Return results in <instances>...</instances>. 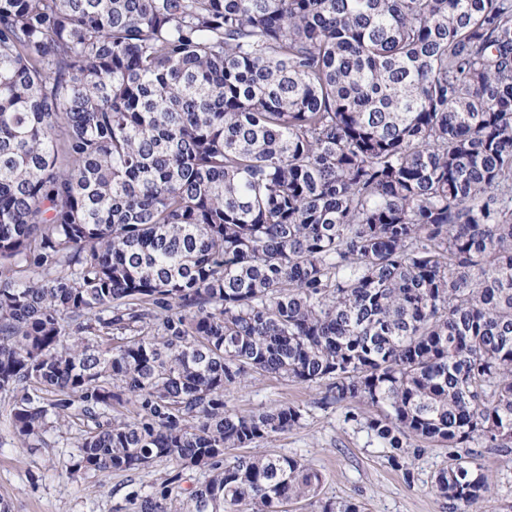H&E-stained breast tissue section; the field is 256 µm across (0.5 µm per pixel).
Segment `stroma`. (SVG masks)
<instances>
[{
	"label": "stroma",
	"mask_w": 512,
	"mask_h": 512,
	"mask_svg": "<svg viewBox=\"0 0 512 512\" xmlns=\"http://www.w3.org/2000/svg\"><path fill=\"white\" fill-rule=\"evenodd\" d=\"M326 396L322 386L254 373L225 400L241 414L285 405L302 409L298 426L246 452L292 456L318 470L322 498L355 501L364 512H449L431 484L453 449L420 444L410 471L396 469L366 428L372 409L354 402L330 404ZM11 404L0 396V499L12 512H137L141 497L159 489L176 470L173 461L162 458L138 471L70 473L81 426L50 430L44 444L24 447L9 425ZM478 454L494 482L482 512H512V453L482 448Z\"/></svg>",
	"instance_id": "stroma-1"
}]
</instances>
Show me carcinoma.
<instances>
[{
  "label": "carcinoma",
  "instance_id": "carcinoma-1",
  "mask_svg": "<svg viewBox=\"0 0 512 512\" xmlns=\"http://www.w3.org/2000/svg\"><path fill=\"white\" fill-rule=\"evenodd\" d=\"M252 373L326 386L452 512L512 451V0H0V394L192 512H361L234 450ZM133 406V416L124 412ZM168 495L138 512H168ZM206 474L202 470H184L183 479L179 483L181 489H174L170 501H168V512H185L188 492L203 482ZM178 491V492H177Z\"/></svg>",
  "mask_w": 512,
  "mask_h": 512
}]
</instances>
